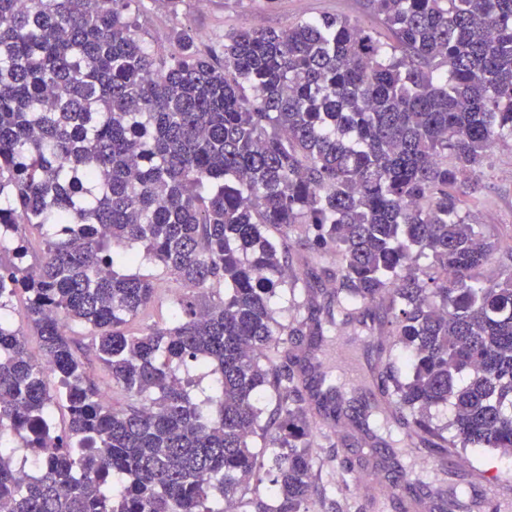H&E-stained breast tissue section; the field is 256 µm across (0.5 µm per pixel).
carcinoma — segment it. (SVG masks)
Returning a JSON list of instances; mask_svg holds the SVG:
<instances>
[{"instance_id":"obj_1","label":"carcinoma","mask_w":512,"mask_h":512,"mask_svg":"<svg viewBox=\"0 0 512 512\" xmlns=\"http://www.w3.org/2000/svg\"><path fill=\"white\" fill-rule=\"evenodd\" d=\"M30 2L0 0V512H340L310 419L344 413L310 355L352 323L385 337L380 401L418 447L512 455V265L484 275L470 222L512 141V0H366L393 42L324 16L228 31L220 62L147 47L140 0ZM146 262L176 317L134 332ZM257 438L274 506L242 496Z\"/></svg>"}]
</instances>
